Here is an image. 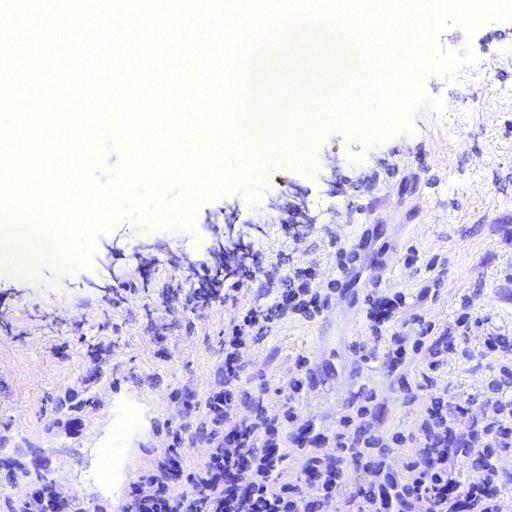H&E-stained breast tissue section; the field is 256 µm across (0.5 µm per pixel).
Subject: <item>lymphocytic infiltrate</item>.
Segmentation results:
<instances>
[{"label": "lymphocytic infiltrate", "mask_w": 512, "mask_h": 512, "mask_svg": "<svg viewBox=\"0 0 512 512\" xmlns=\"http://www.w3.org/2000/svg\"><path fill=\"white\" fill-rule=\"evenodd\" d=\"M311 268L294 267L285 277L273 309L242 306V289L273 288L261 257L240 270L224 258L201 262L190 286L156 287L148 271L137 280H114L103 302L119 308L129 295L155 294L162 306L204 313L213 305L231 309L224 327V361L206 392L204 405L213 424L205 436L207 453L195 471L183 466L182 449L194 443L186 429L169 431V443L154 469L130 483L118 512H512V488L500 479L499 462L512 454V372L489 382L482 402L461 398L438 375L448 363V337L472 340L480 321L462 307L453 331L416 314L410 332L395 333L383 354L394 384L415 405L414 429L383 430V402L372 387L360 388L346 403L335 432L301 420L295 402L310 389L306 360L282 390L278 411H270L266 386L242 387L244 353L272 315L316 316L324 296L313 289ZM372 330L403 317V292L373 291L365 297ZM422 360L420 382L409 366ZM480 415H473V404ZM297 467L282 477L286 460ZM472 470L462 478L463 470ZM361 479L348 483V472ZM91 512L83 496L54 481L37 480L24 498L8 502L7 512Z\"/></svg>", "instance_id": "f902f5d3"}]
</instances>
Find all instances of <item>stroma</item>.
Segmentation results:
<instances>
[{"instance_id": "obj_1", "label": "stroma", "mask_w": 512, "mask_h": 512, "mask_svg": "<svg viewBox=\"0 0 512 512\" xmlns=\"http://www.w3.org/2000/svg\"><path fill=\"white\" fill-rule=\"evenodd\" d=\"M435 43L460 61L452 72L423 75L426 99L409 130L368 140L334 128L307 137V151L296 160L281 145L268 146L277 165L254 197L238 186L212 194L197 202L187 227L150 229L136 218L121 220L95 236L85 266L60 269L36 259L27 274L0 273V326L10 330L0 339V459L12 463L0 467V512L37 473L106 512L123 502L138 472L154 468L169 429L204 421V410L184 415L173 396L204 397L223 360L229 314L221 305L202 316L154 306L156 321L168 326L171 358L160 360L142 317L152 297L133 295L120 309L100 301L104 288L134 275L142 260H153L162 284L186 279L208 256L231 254L244 264L253 250L275 278L309 265L322 285L336 266L337 242L360 232L372 198L389 189L395 198L381 216L376 248L397 239L422 260L437 257L446 266L434 300L419 299L432 272H411L400 261L390 289L407 294L412 312L443 325L470 300L483 331L512 344V20L496 18L471 32L450 24ZM400 329L394 323L372 336L361 315L335 330L337 388L377 387L386 428H406L415 419L383 367L388 340ZM317 333L314 319L289 315L248 351L243 381L255 385L254 371L264 370L270 409L278 408L277 391L295 360L311 357ZM97 343L111 345L112 354L95 364L87 347ZM363 346L374 351L366 362ZM505 365L512 367V352L470 358L458 347L448 352L447 381L456 393L477 397ZM129 406L144 428L122 447L125 469L108 495L92 482L91 463ZM68 420L79 425L72 438L53 427Z\"/></svg>"}]
</instances>
